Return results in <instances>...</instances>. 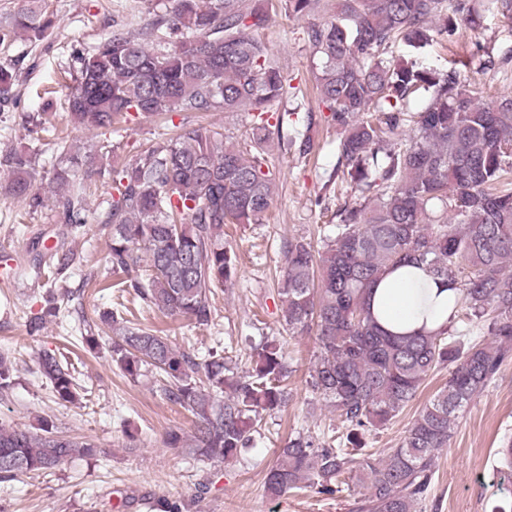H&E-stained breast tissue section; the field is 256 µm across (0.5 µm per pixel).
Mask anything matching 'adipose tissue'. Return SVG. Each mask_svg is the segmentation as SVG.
<instances>
[{
  "label": "adipose tissue",
  "mask_w": 512,
  "mask_h": 512,
  "mask_svg": "<svg viewBox=\"0 0 512 512\" xmlns=\"http://www.w3.org/2000/svg\"><path fill=\"white\" fill-rule=\"evenodd\" d=\"M456 290L425 270L402 266L386 271L376 283L371 309L392 333L407 334L443 325Z\"/></svg>",
  "instance_id": "adipose-tissue-1"
}]
</instances>
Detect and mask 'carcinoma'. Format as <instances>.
I'll return each mask as SVG.
<instances>
[{
  "instance_id": "obj_1",
  "label": "carcinoma",
  "mask_w": 512,
  "mask_h": 512,
  "mask_svg": "<svg viewBox=\"0 0 512 512\" xmlns=\"http://www.w3.org/2000/svg\"><path fill=\"white\" fill-rule=\"evenodd\" d=\"M287 2L297 18L320 7V0ZM43 3L30 0L0 22V42L44 39L54 20ZM492 8L512 21V0H334L331 19L304 30L320 60L318 97L339 131L330 182L354 194L336 209L321 254L303 239L288 242L280 321L292 334L315 333L307 383L345 434L285 440L265 473L273 498L307 487L333 498L352 480L367 491L366 512H417L457 419L512 357V188H502L512 177V96L483 99L466 75L470 61L435 68L418 61L437 38L461 26L483 28ZM265 18L246 0H168L150 43L114 31L80 57L71 122L105 135L130 112L202 116L247 107L262 118L291 89L254 35ZM173 38L178 46L163 48ZM511 62L488 53L479 69L506 72ZM14 81V67L0 65L1 100L11 98ZM420 93L425 105L415 111L411 98ZM270 135L260 122L245 143L228 144L223 132L186 123L121 168L105 145L76 154L57 147L69 166L55 170L48 192L62 228L37 260V276L57 282L81 265L64 249L68 234L87 223L85 197L69 189V179L75 167L89 176L106 171L118 194L103 219L112 225V272L143 268L127 287L146 307L211 326L210 294L237 272L224 225L259 224L273 202ZM5 162L11 194L42 206L32 192V156L16 151ZM400 263L454 284L457 298L439 329L388 334L372 315L371 286ZM62 303L49 295L29 333L59 317ZM99 321L114 333L112 362L133 380L156 376L168 400L192 416V435L169 432L168 448L213 462L236 458L254 447L263 415L290 400L292 369L276 339L252 348L254 366L243 373L224 350L199 360L118 309ZM440 366L448 367V383L422 406L399 447L373 457L361 435L395 418ZM39 368L58 400H76L75 378L54 356H41ZM98 452L93 441L61 435L47 421L38 432L0 424V482Z\"/></svg>"
}]
</instances>
